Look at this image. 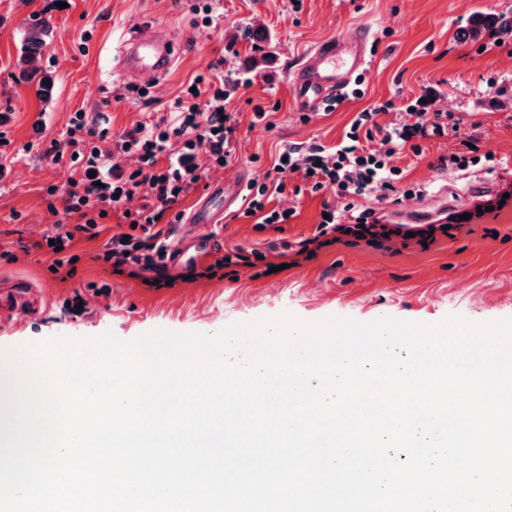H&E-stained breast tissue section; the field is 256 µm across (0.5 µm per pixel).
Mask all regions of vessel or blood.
I'll use <instances>...</instances> for the list:
<instances>
[{
	"instance_id": "obj_1",
	"label": "vessel or blood",
	"mask_w": 512,
	"mask_h": 512,
	"mask_svg": "<svg viewBox=\"0 0 512 512\" xmlns=\"http://www.w3.org/2000/svg\"><path fill=\"white\" fill-rule=\"evenodd\" d=\"M373 34L367 29L342 37H328L311 45L293 70L291 88L296 108L316 112L342 100L369 64ZM177 59V47L159 28L146 23L126 39L123 72L147 70L167 73ZM245 179L212 180L209 193L181 226L180 237L166 252L167 266H178L213 252L221 243L210 232L212 224L232 211L245 190Z\"/></svg>"
}]
</instances>
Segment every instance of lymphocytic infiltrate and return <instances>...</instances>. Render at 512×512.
<instances>
[{
  "mask_svg": "<svg viewBox=\"0 0 512 512\" xmlns=\"http://www.w3.org/2000/svg\"><path fill=\"white\" fill-rule=\"evenodd\" d=\"M192 85L191 91L176 100L172 123H137L119 136L114 149L102 147L105 132L89 125L82 112L74 114L67 128L69 153H62L54 144L45 149L51 163L68 161L74 173L67 187L51 184L46 188L48 210L64 211L74 221L70 227L53 225L36 244L49 254L51 272L75 263V256L68 253L75 233L96 239L102 232L101 221L107 217L127 229L126 234L112 235L102 255L114 273L139 278L163 270L166 246L158 224L200 186L204 170L197 156L219 167L230 157L227 145L233 126L221 113L231 103L232 93L238 92L239 82L227 80L217 87L199 76ZM390 108L386 102L359 112L341 148L329 151L314 146L304 153L289 149L284 158L275 159L273 184L254 182L247 189V208L257 214L259 228L284 224L293 217L290 209H267L266 194L271 189L283 193L287 180L296 176L309 183L312 192H330L345 201L343 208L327 207L328 217L321 220L318 237L300 242L298 253L308 258L317 248L341 242L350 233L377 243L417 232L422 241L432 243L443 225L462 228L455 213L445 222L419 226L383 222L375 207L353 211L352 198L371 195L381 204L395 192L403 171L392 159L400 150L408 148L418 155L421 139L459 131L446 113L429 117L419 108L413 109L409 120L380 125L379 115ZM126 156L134 158V166L122 165Z\"/></svg>",
  "mask_w": 512,
  "mask_h": 512,
  "instance_id": "obj_1",
  "label": "lymphocytic infiltrate"
}]
</instances>
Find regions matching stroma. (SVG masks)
<instances>
[{"instance_id":"35a3bbf8","label":"stroma","mask_w":512,"mask_h":512,"mask_svg":"<svg viewBox=\"0 0 512 512\" xmlns=\"http://www.w3.org/2000/svg\"><path fill=\"white\" fill-rule=\"evenodd\" d=\"M0 0V133L16 155L0 166V347L68 335L110 332L130 340L156 328L213 333L232 322L281 313L303 321L339 316L368 323L389 316L436 323L450 315L474 322L512 318V211L497 220L469 224L454 238L438 237L422 248L393 238L390 248L359 242L322 248L310 260L286 266L283 242L317 235L323 195L285 190L274 206L294 209L282 230L256 229L252 220L229 216L216 230L225 248L264 252L265 261L224 278L183 281L155 288L142 279L113 274L101 255L115 233L105 224L97 239L76 235L79 260L73 275L54 274L49 257L33 249L52 224L45 186L66 184L68 163L51 164L43 151L65 144L70 117L86 113L119 134L147 116L169 115L189 81L202 75L243 81L230 104L227 179L264 181L283 148L312 143L339 145L357 112L392 102L380 123L401 121L402 109L428 98V112L452 114L456 137L421 140V155L402 151V187L419 192L418 203L465 191L496 193L512 180V41L494 33L467 39L481 14H512V0ZM211 16H204L205 4ZM49 18L53 35L41 53L54 86L41 101L34 86L15 80L17 60L33 19ZM150 21L166 28L180 47L163 82L144 81V93L114 83L118 55L130 33ZM370 27L374 43L362 80V97L334 110L302 116L295 108L287 72L314 42ZM498 80L500 92L487 94ZM268 114L253 124L254 105ZM470 153L466 170L440 159ZM14 261L4 259V252ZM277 272L267 273V264Z\"/></svg>"}]
</instances>
